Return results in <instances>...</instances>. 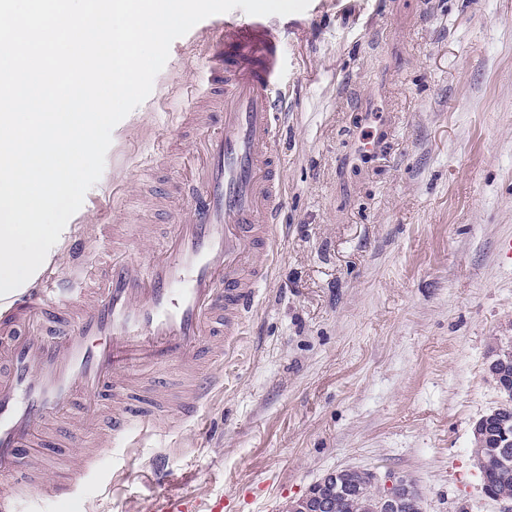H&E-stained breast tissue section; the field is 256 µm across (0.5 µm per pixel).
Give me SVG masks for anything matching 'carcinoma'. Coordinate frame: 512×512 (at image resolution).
Instances as JSON below:
<instances>
[{
  "mask_svg": "<svg viewBox=\"0 0 512 512\" xmlns=\"http://www.w3.org/2000/svg\"><path fill=\"white\" fill-rule=\"evenodd\" d=\"M497 362L489 368L498 389L505 396V402L485 414L483 420L482 444L489 448L486 455L485 477L493 492L512 501V458L504 459L495 453L501 426L512 428V339L499 345ZM344 483L342 492L333 495L332 512H375L376 486L368 479V473L355 472L339 477Z\"/></svg>",
  "mask_w": 512,
  "mask_h": 512,
  "instance_id": "1",
  "label": "carcinoma"
}]
</instances>
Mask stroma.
<instances>
[{
    "instance_id": "1",
    "label": "stroma",
    "mask_w": 512,
    "mask_h": 512,
    "mask_svg": "<svg viewBox=\"0 0 512 512\" xmlns=\"http://www.w3.org/2000/svg\"><path fill=\"white\" fill-rule=\"evenodd\" d=\"M223 21L174 40L114 128L71 218L111 224L93 249L135 250L136 232L169 234L187 205L196 160L178 115L185 88L206 91L205 44ZM266 22L284 49L286 193L223 391L166 439L133 435L59 500L20 512H160L209 494L224 512H283L351 467L410 477L424 512H501L471 439L502 402L488 365L512 336V0H310ZM161 135L167 151L141 176Z\"/></svg>"
}]
</instances>
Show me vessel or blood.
<instances>
[{"label": "vessel or blood", "mask_w": 512, "mask_h": 512, "mask_svg": "<svg viewBox=\"0 0 512 512\" xmlns=\"http://www.w3.org/2000/svg\"><path fill=\"white\" fill-rule=\"evenodd\" d=\"M279 55L260 19L225 21L207 58L217 109L197 121L188 149L198 161L197 188L170 237L159 243L139 234L145 259L113 251L91 291L88 240L111 236L110 225H93L71 242V268L45 272L0 318V474L16 488L35 479L44 497L60 495L54 460L36 465L25 454L58 414L75 415L64 448L95 422L105 392L112 441L135 429L153 435L167 407L136 395V381L162 366L184 373L174 405L185 418L221 386L224 355L269 275L283 208ZM162 512H224V499L173 497Z\"/></svg>", "instance_id": "obj_1"}]
</instances>
